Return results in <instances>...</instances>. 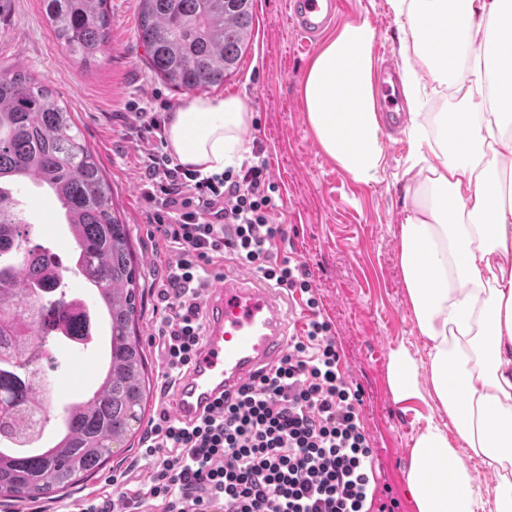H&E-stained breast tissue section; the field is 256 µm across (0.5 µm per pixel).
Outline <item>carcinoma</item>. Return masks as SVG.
Returning a JSON list of instances; mask_svg holds the SVG:
<instances>
[{"instance_id":"carcinoma-1","label":"carcinoma","mask_w":512,"mask_h":512,"mask_svg":"<svg viewBox=\"0 0 512 512\" xmlns=\"http://www.w3.org/2000/svg\"><path fill=\"white\" fill-rule=\"evenodd\" d=\"M254 0H139L137 34L151 74L175 91L224 85L251 45ZM67 57L94 63L111 25L107 0H41ZM28 180L55 196L71 233L75 268L95 288L110 325L98 387L64 409V429L42 443L49 384L32 368L37 337L54 324L84 340L91 317L63 304L59 264L29 247L13 186ZM140 271L112 185L72 113L23 67L0 78V497L41 499L98 473L141 422L150 395L139 336Z\"/></svg>"}]
</instances>
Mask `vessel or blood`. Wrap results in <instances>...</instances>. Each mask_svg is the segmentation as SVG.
<instances>
[{
	"instance_id": "b4317fda",
	"label": "vessel or blood",
	"mask_w": 512,
	"mask_h": 512,
	"mask_svg": "<svg viewBox=\"0 0 512 512\" xmlns=\"http://www.w3.org/2000/svg\"><path fill=\"white\" fill-rule=\"evenodd\" d=\"M336 0H290L291 17L305 36L320 32L336 11ZM385 124L396 129L402 94L395 76L382 72ZM202 341L171 398L174 417L192 422L224 395L236 394L261 369L274 364L288 346L290 323L280 291L265 283L224 274L203 299Z\"/></svg>"
}]
</instances>
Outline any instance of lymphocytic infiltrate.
I'll use <instances>...</instances> for the list:
<instances>
[{
    "label": "lymphocytic infiltrate",
    "mask_w": 512,
    "mask_h": 512,
    "mask_svg": "<svg viewBox=\"0 0 512 512\" xmlns=\"http://www.w3.org/2000/svg\"><path fill=\"white\" fill-rule=\"evenodd\" d=\"M135 119L132 132L157 142L138 163L148 220L172 255L158 328L167 379L186 372L201 344V294L224 264L298 297L302 322L272 367L196 422L165 412L151 420L141 456L153 476L147 489L123 494L125 512L149 501L160 512H386L360 394L344 378L309 273L274 252L283 230L261 145L240 167L207 175L159 149L157 108L136 106Z\"/></svg>",
    "instance_id": "1"
}]
</instances>
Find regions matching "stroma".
<instances>
[{
  "label": "stroma",
  "mask_w": 512,
  "mask_h": 512,
  "mask_svg": "<svg viewBox=\"0 0 512 512\" xmlns=\"http://www.w3.org/2000/svg\"><path fill=\"white\" fill-rule=\"evenodd\" d=\"M138 3L108 0V49L95 64L85 67L66 59L40 0H8L0 12V71L24 64L69 107L112 185L114 204L130 228L142 274L140 336L151 383L145 412L150 419L159 414L167 394L163 352L153 335L164 310L154 281L168 258L159 253L155 228L146 217L138 158L147 144L122 138L121 132L132 120L126 109L129 101L148 100L175 110L188 95L168 89L147 69L144 48L136 37ZM253 15L251 45L238 72L223 86L209 89L208 95L236 96L246 104L251 120L245 143L263 147L277 187L280 208L275 220L284 231L277 250L306 266L320 314L336 338L344 375L359 390L360 412L380 476L378 496L387 512H417L407 494L411 449L428 421L444 425L448 417L429 395L401 400L390 384L392 351L404 346L424 361L431 348L414 318L400 263L411 146L404 134L385 143L378 180L355 182L324 152L310 130L302 95L309 64L342 26L364 22L374 29L373 68L378 71L385 61L400 59L402 21L387 0H340L335 17L309 41L291 24L287 0H255ZM17 193L34 214L31 245L42 246L68 267V291L96 311L88 343L52 338L36 363L52 384L50 420L44 432L45 442L50 443L62 427L64 407L90 395L99 383L109 325L97 309L94 288L72 270L70 233L53 195L29 183L21 184ZM144 439V434H137L132 448L115 449L102 470L66 493L34 502H0V512H72L88 496L117 499L110 480L122 470L128 474L129 488H146L153 471L140 457Z\"/></svg>",
  "instance_id": "1"
}]
</instances>
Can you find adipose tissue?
<instances>
[{"mask_svg": "<svg viewBox=\"0 0 512 512\" xmlns=\"http://www.w3.org/2000/svg\"><path fill=\"white\" fill-rule=\"evenodd\" d=\"M405 18L404 93L423 106L451 90L449 111L412 117L417 168L401 227L404 286L427 363L390 356L398 398L429 393L463 445L495 478L497 512H512V0H388ZM375 32L344 25L309 65L310 129L355 181H376L384 142L372 78ZM249 111L237 97H193L171 112L167 146L206 174L242 163ZM407 491L417 512H477L481 487L436 424L411 450Z\"/></svg>", "mask_w": 512, "mask_h": 512, "instance_id": "ef3b65f1", "label": "adipose tissue"}]
</instances>
